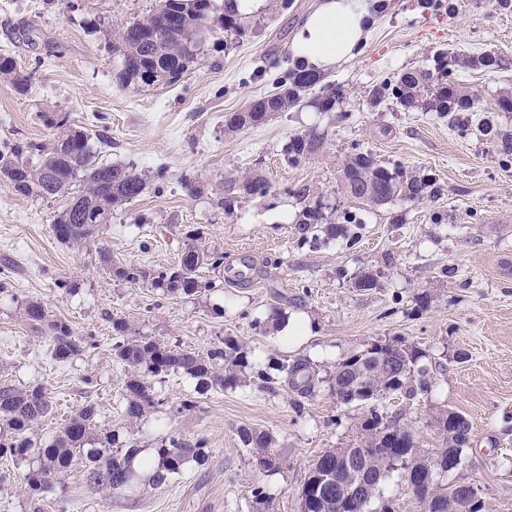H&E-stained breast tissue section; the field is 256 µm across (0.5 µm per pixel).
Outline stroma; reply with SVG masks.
I'll return each mask as SVG.
<instances>
[{
	"label": "stroma",
	"mask_w": 512,
	"mask_h": 512,
	"mask_svg": "<svg viewBox=\"0 0 512 512\" xmlns=\"http://www.w3.org/2000/svg\"><path fill=\"white\" fill-rule=\"evenodd\" d=\"M318 2L269 0L264 13L244 20L242 38L208 45L179 82L145 86L119 82L112 31L147 17L159 0H0V55L29 79L19 88L0 78V150L51 143L43 114H68L91 133L99 160L149 178L142 197L112 213L105 234L112 260L171 267L192 233L224 255L223 270L200 271L215 288L194 297L127 284L96 252L54 238L51 221L62 199L22 196L0 180V281L12 292L0 299V375L51 393L54 409L38 435L59 431L91 398L102 423L122 428L144 452L171 433L205 439L209 451L204 466L188 464L167 485L132 494L93 490L77 469L64 492L35 495L20 480L22 464L0 458V512H300L313 460L357 438L361 409L336 399L332 371L379 338L416 344L436 369L428 394L410 404L387 399L382 409L412 426L424 448L442 445L438 412L463 413L472 435L461 466L444 481L476 486L489 512H512V155L480 128L491 110L512 134V112L494 110L512 97V2L443 0V8L427 11L420 0H387L356 56L325 74L342 93L335 111L306 101L261 125L225 131V113L284 75L288 46ZM442 49L473 60L489 53L510 65L456 69L455 80L476 102L453 123L390 101L370 106L373 86L433 67ZM311 129L324 134L319 152L287 163L289 139ZM358 151L436 180L443 192L377 208L360 204L339 183L345 159ZM160 167L167 170L162 182L153 178ZM250 171L269 178L271 194L239 198L225 214L218 189ZM188 176L201 177L207 190L189 195L182 185ZM317 202L331 222L356 214L349 237L302 239V210ZM370 269L382 272L378 288H356ZM20 299L43 302L94 348L54 362L48 336L23 319ZM275 306L286 321L277 330L266 325ZM116 318L174 348L202 351L236 336L254 363L307 360L314 389L298 413L282 380L201 395L189 377L156 376L148 380L154 406L128 423L122 392L129 373L112 361ZM291 322L306 325L307 336H289ZM245 428L270 431L286 467L259 469L241 441ZM258 486L267 493L262 506L252 496Z\"/></svg>",
	"instance_id": "35a3bbf8"
}]
</instances>
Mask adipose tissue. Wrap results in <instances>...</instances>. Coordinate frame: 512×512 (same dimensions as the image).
<instances>
[{
  "label": "adipose tissue",
  "mask_w": 512,
  "mask_h": 512,
  "mask_svg": "<svg viewBox=\"0 0 512 512\" xmlns=\"http://www.w3.org/2000/svg\"><path fill=\"white\" fill-rule=\"evenodd\" d=\"M371 9L370 0H320L291 44L293 64L319 74L353 58L367 37Z\"/></svg>",
  "instance_id": "ef3b65f1"
}]
</instances>
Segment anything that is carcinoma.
Returning a JSON list of instances; mask_svg holds the SVG:
<instances>
[{
    "instance_id": "1",
    "label": "carcinoma",
    "mask_w": 512,
    "mask_h": 512,
    "mask_svg": "<svg viewBox=\"0 0 512 512\" xmlns=\"http://www.w3.org/2000/svg\"><path fill=\"white\" fill-rule=\"evenodd\" d=\"M163 6L147 17L114 31L112 47L120 53L119 80L125 84L146 83L143 70L156 73L157 85H171L188 70L210 41L226 36L241 37L245 28L232 13L217 10L213 0H160ZM470 63L457 54L440 52L434 68L404 72L375 85L369 103L378 107L392 101L403 109L437 112L453 117L455 112L472 110L471 94L461 90L452 78L455 68ZM0 77L9 78L22 88L27 78L20 75L12 57L0 55ZM321 87L315 97L318 108H336V87L324 77L303 69L291 70L274 82L272 90L252 98L235 112L224 113V128L237 131L256 126L271 116L299 106L307 92ZM53 130L54 143L48 147L37 141L18 144L0 151V178L23 196L43 199L67 197L66 206L51 223L55 238L65 245H97L100 259L114 277L131 285H146L169 293L194 296L212 287L199 280V270L224 266V254L211 251L189 235V254L162 270L135 263H114L103 234L112 221V211L141 197L146 179L130 166L103 163L89 146L87 131L68 124L67 116H44ZM324 134L315 129L294 135L286 148L288 162L295 164L316 153ZM38 162H33V159ZM345 193L372 206H384L397 196L421 200L440 192L431 179L405 177L397 168L390 170L368 152L348 157L341 170ZM272 190L268 179L247 173L230 181L227 193L219 199L224 212L234 210L241 196L267 197ZM356 215L345 212L338 223L328 224L322 205L307 206L298 221L303 238L334 239L349 233ZM382 272L368 270L358 276L355 286L370 290L378 286ZM21 315L31 327L52 339L51 358L59 363L80 355L92 343L76 335L71 327L50 318L45 305L28 300L20 305ZM115 342L112 358L131 371L125 387L124 413L127 421L139 420L145 408L154 405V396L145 378L160 375H187L196 380L197 390H232L245 372L268 387L274 383L270 370L285 373L289 387L299 396L311 391L315 372L301 359L292 363L256 367L249 351L235 336L219 339L207 350L172 348L158 340L130 336V325L112 320ZM424 352L402 339L378 340L340 360L331 376V391L345 405L363 409L358 422V439L348 448H331L311 465L299 498L301 512H398L396 503L380 496L379 486L392 472L419 504L421 512H453L460 505L461 493H473L467 483L448 486L436 475L450 461L461 462L462 448L468 444L471 424L466 416L445 410L436 416L444 437L443 447L424 449L415 434L400 418L380 410L387 398L413 401L432 387L433 367L423 363ZM53 410L52 396L37 384L19 387L0 379V457H10L27 465L21 481L35 494L52 493L64 486L67 475L86 472L88 482L108 491L133 493L143 486L156 488L180 474L186 464L206 462L207 442L203 438L184 439L170 434L150 457L135 464L141 449L126 446L117 429L102 426L96 401L86 399L63 427L48 438L34 434L36 426ZM244 446L253 449L257 465L273 472L281 469L283 456L272 449L270 432L241 431Z\"/></svg>"
}]
</instances>
